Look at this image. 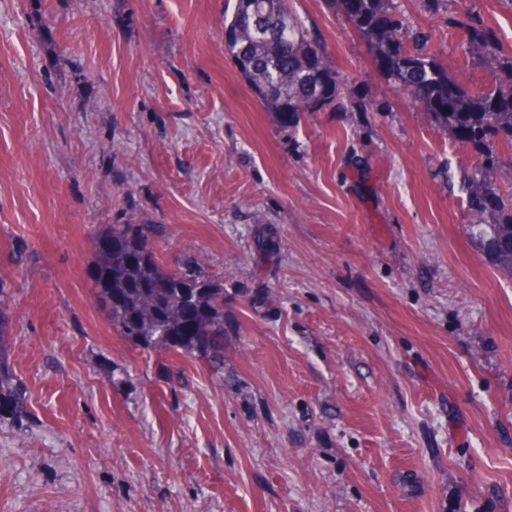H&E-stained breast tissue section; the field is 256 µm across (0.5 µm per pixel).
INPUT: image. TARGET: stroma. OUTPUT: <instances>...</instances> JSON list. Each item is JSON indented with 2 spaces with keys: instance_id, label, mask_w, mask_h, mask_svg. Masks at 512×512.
Instances as JSON below:
<instances>
[{
  "instance_id": "stroma-1",
  "label": "stroma",
  "mask_w": 512,
  "mask_h": 512,
  "mask_svg": "<svg viewBox=\"0 0 512 512\" xmlns=\"http://www.w3.org/2000/svg\"><path fill=\"white\" fill-rule=\"evenodd\" d=\"M228 0H0V275L30 417L0 512H512V277L467 233L479 161L338 0H294L336 76L282 127L224 51ZM464 86L512 0H388ZM224 285V375L113 330L93 234ZM268 296V305L252 300ZM467 44L469 49L480 54L488 63L502 65V53L492 31L478 26L467 25Z\"/></svg>"
}]
</instances>
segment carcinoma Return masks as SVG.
I'll use <instances>...</instances> for the list:
<instances>
[{
    "label": "carcinoma",
    "instance_id": "carcinoma-1",
    "mask_svg": "<svg viewBox=\"0 0 512 512\" xmlns=\"http://www.w3.org/2000/svg\"><path fill=\"white\" fill-rule=\"evenodd\" d=\"M342 9L371 46L379 67L411 100L430 111L457 141L480 154L467 178V200L484 222L469 233L496 269L512 276V193L494 176L498 150L512 148V60L509 79L478 93L460 84L417 42L408 53L402 23L385 0H341ZM234 38L226 52L263 103L290 126L310 103L322 108L336 99V78L321 43L294 13L291 0H234L224 13ZM469 49L488 63H501L492 31L467 26ZM143 225L106 224L94 237L117 240V250L93 251L92 271L99 297L117 333L143 351L170 350L204 359L224 374V289L213 287L204 267L170 269L155 255ZM10 283L0 276V420L21 422L27 410L6 349L11 333Z\"/></svg>",
    "mask_w": 512,
    "mask_h": 512
}]
</instances>
